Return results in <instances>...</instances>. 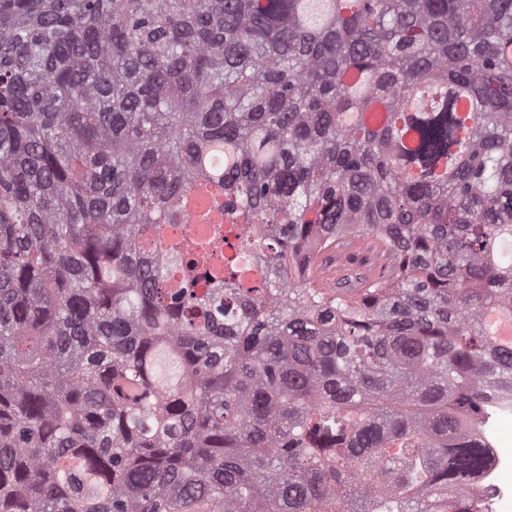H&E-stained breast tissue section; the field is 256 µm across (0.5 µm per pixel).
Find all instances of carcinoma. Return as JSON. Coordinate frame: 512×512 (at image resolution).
Segmentation results:
<instances>
[{"instance_id":"carcinoma-1","label":"carcinoma","mask_w":512,"mask_h":512,"mask_svg":"<svg viewBox=\"0 0 512 512\" xmlns=\"http://www.w3.org/2000/svg\"><path fill=\"white\" fill-rule=\"evenodd\" d=\"M492 314L512 0H0V512H475ZM221 182V175L216 176L212 181L207 182L191 194L190 203L202 213L207 214L204 223L220 224L224 222L221 209L224 202ZM363 258L368 260L363 266L364 277L368 283L382 280L387 276L389 259L382 255L380 249L371 241L352 242L336 247V264L326 266L322 270V276L326 283L332 282L331 280L339 281L350 272V265Z\"/></svg>"}]
</instances>
